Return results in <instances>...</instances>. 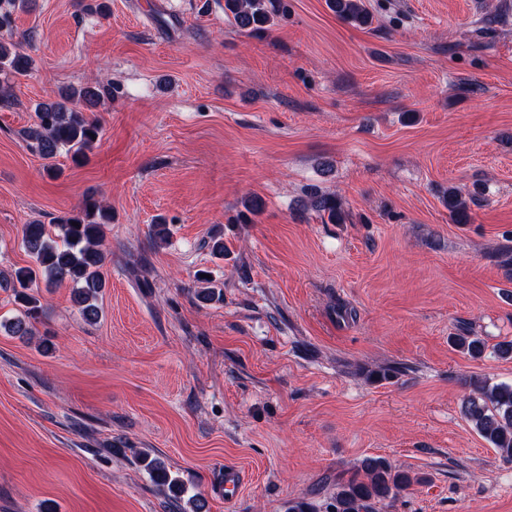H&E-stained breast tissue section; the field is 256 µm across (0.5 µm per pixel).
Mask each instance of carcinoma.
Instances as JSON below:
<instances>
[{
	"mask_svg": "<svg viewBox=\"0 0 512 512\" xmlns=\"http://www.w3.org/2000/svg\"><path fill=\"white\" fill-rule=\"evenodd\" d=\"M30 0H0V74L22 77L32 70L33 59L24 50V42L15 41L14 15L25 12ZM276 0H224V15L242 32L254 35L266 32L276 12ZM336 17L358 27L372 23L365 0H328ZM108 94L98 82L70 87L54 101L36 105V122L22 132L26 146L44 160H53L64 150L74 163L82 162L98 142L102 125L90 113ZM451 220L456 224L472 221L473 196L459 187H450L442 197ZM301 208L314 210L329 224L345 223L346 213L341 198L334 194L311 193L301 201ZM112 223V211L88 197L78 211L58 218L53 228L30 223L22 227L21 244L32 259V265L15 269L6 279L14 291L15 303L24 317L10 324L18 336L33 335L34 323L42 313L39 284L50 289L68 281L73 284L72 301L83 318L95 322L100 315L99 296L106 288L107 253L103 249L105 228ZM195 297L200 302L219 303L222 289L208 278H198ZM453 346L471 358L481 357L485 342L466 330L451 337ZM472 394L464 401L462 413L474 431L512 461V385L490 386L478 378H470ZM140 463L163 491L182 490L179 480L169 477L167 466L159 458L144 454ZM419 478L410 475L387 459L369 456L345 481L339 483L332 512H376V506L392 501Z\"/></svg>",
	"mask_w": 512,
	"mask_h": 512,
	"instance_id": "cac0c4a2",
	"label": "carcinoma"
}]
</instances>
